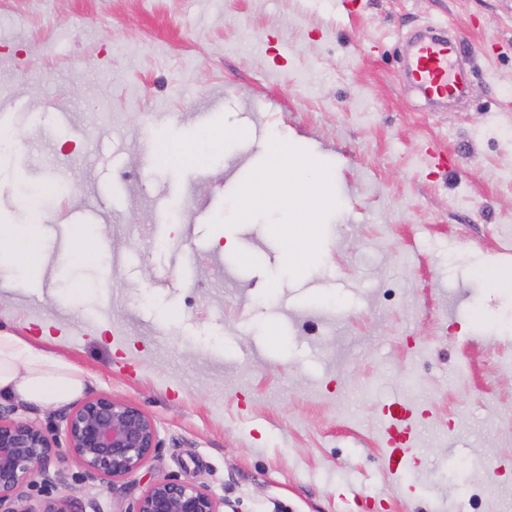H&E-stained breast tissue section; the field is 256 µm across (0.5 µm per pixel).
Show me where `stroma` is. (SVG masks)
<instances>
[{
	"instance_id": "obj_1",
	"label": "stroma",
	"mask_w": 512,
	"mask_h": 512,
	"mask_svg": "<svg viewBox=\"0 0 512 512\" xmlns=\"http://www.w3.org/2000/svg\"><path fill=\"white\" fill-rule=\"evenodd\" d=\"M428 27L465 72L447 108L407 76ZM276 139L302 155L270 171ZM310 156L331 198L294 271L304 225L244 212L245 187ZM1 224L44 249L38 275L0 264V331L157 427L73 512H126L157 475L224 512H512V291L480 275L512 263V0H0ZM202 142H209L211 146L217 145L219 142L222 143L223 132L221 134L206 133L197 141L173 143L168 151L174 157H196ZM387 423L385 435L387 443L386 468L391 475H397L403 469L413 465L415 458L412 452V425L409 411L401 408L398 415H391Z\"/></svg>"
}]
</instances>
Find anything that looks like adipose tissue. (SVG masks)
Listing matches in <instances>:
<instances>
[{"label":"adipose tissue","instance_id":"ef3b65f1","mask_svg":"<svg viewBox=\"0 0 512 512\" xmlns=\"http://www.w3.org/2000/svg\"><path fill=\"white\" fill-rule=\"evenodd\" d=\"M308 168L317 172L299 205L304 213L306 235L303 248L288 246L292 267H300L303 257H314L317 224L329 198V174L316 161ZM25 254L29 269H36L42 254L41 240L28 229L16 224L0 225V259ZM84 389L82 373L61 357L35 347L13 332H0V396L22 402L53 403L78 396Z\"/></svg>","mask_w":512,"mask_h":512}]
</instances>
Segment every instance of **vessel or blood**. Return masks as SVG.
I'll return each mask as SVG.
<instances>
[{
	"label": "vessel or blood",
	"instance_id": "b4317fda",
	"mask_svg": "<svg viewBox=\"0 0 512 512\" xmlns=\"http://www.w3.org/2000/svg\"><path fill=\"white\" fill-rule=\"evenodd\" d=\"M455 54V44L445 37H418L412 40L407 59L409 77L425 96L448 100L460 93L462 81L454 71ZM385 435L389 445L386 468L395 475L415 462L408 411L393 416L385 428Z\"/></svg>",
	"mask_w": 512,
	"mask_h": 512
}]
</instances>
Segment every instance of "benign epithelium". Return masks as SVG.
Wrapping results in <instances>:
<instances>
[{
    "mask_svg": "<svg viewBox=\"0 0 512 512\" xmlns=\"http://www.w3.org/2000/svg\"><path fill=\"white\" fill-rule=\"evenodd\" d=\"M0 406V512H72L63 494L32 503L40 484L67 486L68 457L86 476L109 486L137 474L158 448L151 416L136 405L99 394L59 414L65 444L33 422L12 417ZM224 501L205 487L168 476L152 478L130 512H222Z\"/></svg>",
    "mask_w": 512,
    "mask_h": 512,
    "instance_id": "obj_1",
    "label": "benign epithelium"
}]
</instances>
